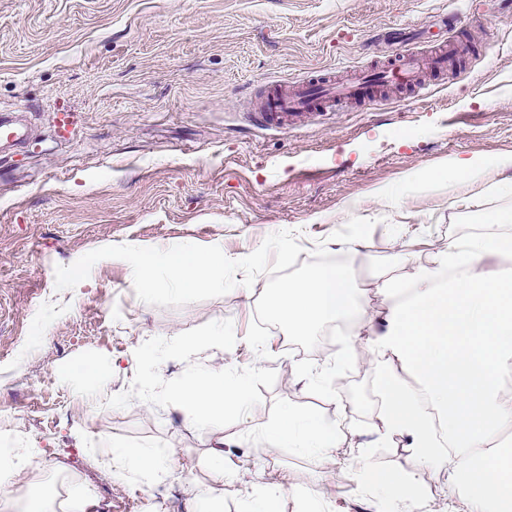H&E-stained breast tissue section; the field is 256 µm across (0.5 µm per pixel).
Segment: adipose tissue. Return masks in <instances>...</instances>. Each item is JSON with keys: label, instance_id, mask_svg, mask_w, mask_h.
I'll return each mask as SVG.
<instances>
[{"label": "adipose tissue", "instance_id": "1", "mask_svg": "<svg viewBox=\"0 0 512 512\" xmlns=\"http://www.w3.org/2000/svg\"><path fill=\"white\" fill-rule=\"evenodd\" d=\"M466 183L512 196V154L489 161L456 159L436 174L410 180L408 191ZM512 213L492 217L485 234L449 243L408 279L382 288L387 311L367 343L377 357L397 360L415 380L385 376L378 441L401 442L415 470L447 466L458 500L448 512H512L506 472L512 452L498 442L512 430V396L501 385L512 367V234L500 232ZM272 317L302 334L357 311L341 269L321 268L289 282L267 299ZM270 451L291 449L336 465L341 423L312 412L283 410L267 431ZM362 487L381 491L397 512H416L421 499L413 473L383 475L361 463Z\"/></svg>", "mask_w": 512, "mask_h": 512}]
</instances>
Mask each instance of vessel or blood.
I'll return each mask as SVG.
<instances>
[{
    "mask_svg": "<svg viewBox=\"0 0 512 512\" xmlns=\"http://www.w3.org/2000/svg\"><path fill=\"white\" fill-rule=\"evenodd\" d=\"M452 57L445 47L433 50L430 61H423L414 51L398 53L382 67L353 71L344 81L327 76L301 79L292 85H275L259 102L255 112L259 126L284 130L296 117L314 114L326 104L361 99L383 84H391L415 92L424 88L419 76L424 64L438 71L445 70Z\"/></svg>",
    "mask_w": 512,
    "mask_h": 512,
    "instance_id": "1",
    "label": "vessel or blood"
}]
</instances>
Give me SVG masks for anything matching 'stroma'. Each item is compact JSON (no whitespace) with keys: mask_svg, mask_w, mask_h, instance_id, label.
Returning <instances> with one entry per match:
<instances>
[{"mask_svg":"<svg viewBox=\"0 0 512 512\" xmlns=\"http://www.w3.org/2000/svg\"><path fill=\"white\" fill-rule=\"evenodd\" d=\"M463 25V64L431 74L427 93L382 89L375 99L319 112L288 131L253 125L256 97L311 74L386 62L399 33L442 40L438 21ZM0 113L30 129L0 151V441L38 448L32 472L60 492L86 487L97 512H193L204 490L213 512H248L268 486H281L279 512H377L356 480L361 449L382 472L411 471L439 512L456 492L444 475L414 471L402 446H374L382 368L353 344L355 367L338 378L340 400L311 395L298 375L331 361L337 344L312 351L271 327L267 359L246 341L267 275L250 294L177 308L140 301L130 265L97 262L82 287H55L56 266L119 244L162 248L219 239L241 259L275 232H296L311 259L317 243L349 258L360 301L382 312L381 281L404 277L449 241L485 233L512 196L459 188L403 196L406 179L452 160L512 154V0H0ZM77 120L65 135L55 119ZM384 188L394 204L375 206ZM358 210L344 213L345 202ZM357 250H350L348 240ZM411 263H395L398 253ZM231 320L228 350L198 363L274 370L272 388L249 418L197 430L175 406L133 400L107 407L74 367L112 374V394L130 389L135 350L153 337ZM342 418L339 462L268 451L264 432L284 407ZM223 445L225 481L210 470ZM150 448L168 469L114 480L105 448Z\"/></svg>","mask_w":512,"mask_h":512,"instance_id":"obj_1","label":"stroma"}]
</instances>
